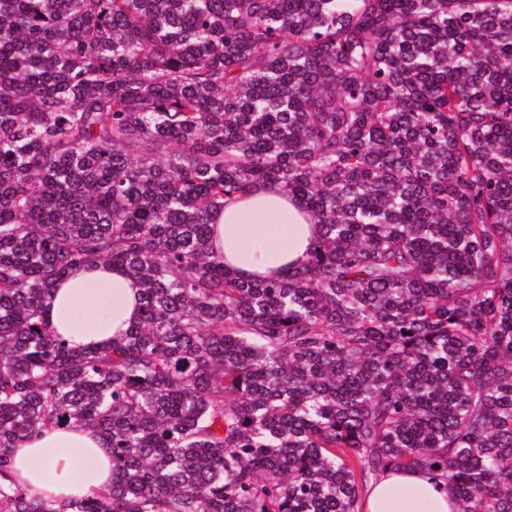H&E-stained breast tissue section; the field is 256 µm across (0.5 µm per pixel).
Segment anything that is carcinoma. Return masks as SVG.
Returning a JSON list of instances; mask_svg holds the SVG:
<instances>
[{
    "mask_svg": "<svg viewBox=\"0 0 512 512\" xmlns=\"http://www.w3.org/2000/svg\"><path fill=\"white\" fill-rule=\"evenodd\" d=\"M322 234L242 281L224 197ZM96 260L141 320H44ZM100 433L112 485L34 499L12 448ZM421 469L512 512V0H0V512H360ZM212 218L213 251L224 255L225 268L241 279L281 277L303 265L321 233L303 202L277 185L224 197V208ZM278 226L284 240L277 236ZM142 288L119 265L85 263L62 278L47 302L49 328L69 346L100 348L140 319Z\"/></svg>",
    "mask_w": 512,
    "mask_h": 512,
    "instance_id": "1",
    "label": "carcinoma"
}]
</instances>
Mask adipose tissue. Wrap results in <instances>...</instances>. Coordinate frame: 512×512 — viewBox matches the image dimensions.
<instances>
[{
	"label": "adipose tissue",
	"mask_w": 512,
	"mask_h": 512,
	"mask_svg": "<svg viewBox=\"0 0 512 512\" xmlns=\"http://www.w3.org/2000/svg\"><path fill=\"white\" fill-rule=\"evenodd\" d=\"M213 251L241 279L279 277L303 265L321 228L298 198L275 185L225 197L214 211ZM142 288L118 265L85 263L62 278L45 319L69 346L100 348L123 338L140 319ZM13 466L30 495L74 500L112 483L106 441L82 426L18 440ZM363 512H457L456 497L422 470L385 472L365 492Z\"/></svg>",
	"instance_id": "1"
}]
</instances>
